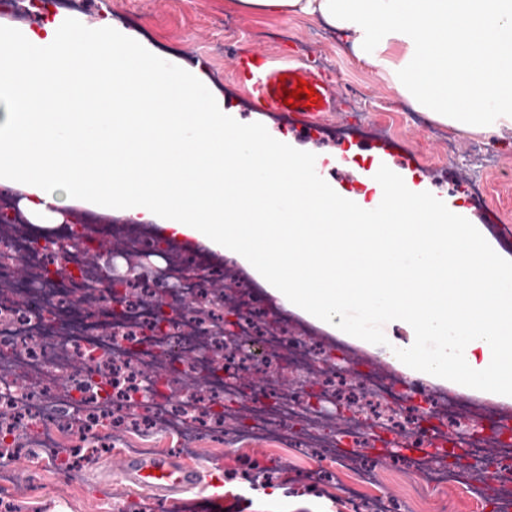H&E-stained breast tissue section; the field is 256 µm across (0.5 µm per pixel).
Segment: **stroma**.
<instances>
[{
  "mask_svg": "<svg viewBox=\"0 0 512 512\" xmlns=\"http://www.w3.org/2000/svg\"><path fill=\"white\" fill-rule=\"evenodd\" d=\"M98 5L121 21L130 14L139 17L151 31V48L178 44L179 54L162 55L167 65L192 56L207 59L212 90L223 95L226 107L241 125L258 123L269 132L287 133L313 155L338 153L349 145L355 149L359 164H366L377 153L365 140L330 136L314 141L274 113L255 111L231 77L228 54L235 48L244 52L266 50L327 70L335 83L339 105L330 124L349 127L377 119L386 121L395 145L389 163L396 166L402 158H411L407 172L414 181L436 187L440 195L466 209L472 223L484 224L485 214L498 212L512 221V144L481 146L476 138L456 133L452 139L457 149L452 152L444 142L428 138L425 128L410 119V111L394 87L358 66L344 51L338 35L316 20L254 15L240 11L233 0H98ZM479 176L486 181L484 194L477 198L463 194V186ZM270 311L304 343L323 342L335 355L351 359L362 369L395 375V367L380 353L347 343L278 306H271ZM98 436L108 443V450L90 455L65 473L32 452L9 462V475L6 481H0V512H223L224 497L215 492L216 482L239 480L246 474L253 476V486L259 490L273 484L282 487L288 497L311 494L325 512H367L364 505L338 496L334 484L306 480V470L319 464L308 449L276 447L260 441L227 448L210 437L201 439L188 456L190 462L198 461L205 467L203 482L171 502L159 503L117 486L108 487L95 470L100 462L118 465L132 433L102 430ZM420 512H491V508L451 484L428 494Z\"/></svg>",
  "mask_w": 512,
  "mask_h": 512,
  "instance_id": "stroma-1",
  "label": "stroma"
}]
</instances>
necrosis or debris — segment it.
Returning a JSON list of instances; mask_svg holds the SVG:
<instances>
[{
  "mask_svg": "<svg viewBox=\"0 0 512 512\" xmlns=\"http://www.w3.org/2000/svg\"><path fill=\"white\" fill-rule=\"evenodd\" d=\"M57 11L72 17L93 12L91 0H0V22L20 23ZM30 238L16 236L9 262H0V379L10 380L0 394V435L9 451L38 449L46 459L59 457L66 435H79L100 424L121 425L140 434L130 450L148 453L149 435L175 436L182 451L195 448L209 434L225 446L259 439L272 444L292 441L336 459V469L314 468V483L335 481L351 500L368 501L371 512H395L392 500L374 491L372 461L351 462L349 449L368 447L369 423L384 427L389 438L408 439L410 450L397 459L395 473L409 474L414 496L454 484L479 497L492 496L502 512H512V419L485 420L488 409L460 408L452 394L442 393L392 414L396 396L391 380L367 372L352 376L327 371L319 384L331 405H355L356 418L335 424L311 402L306 389L264 391L261 400L235 398L227 373L239 380L263 376L268 366L291 356L294 368L306 372L322 363L323 345H304L270 329L268 309L252 297L244 278L231 279L222 267L188 258L160 263V278H133L125 285L119 309L100 308L77 316L80 292L98 288L96 256L109 248L108 235L93 233L79 260L64 253L32 250ZM189 288L191 303L169 311L162 333H155L157 305L164 282ZM233 316L238 343L224 356V322ZM155 344H148V334ZM95 362L112 379L111 389L68 382L85 362ZM157 383L151 412L130 407L145 380ZM498 441L500 466L487 471L485 435ZM466 449L455 467L430 459L432 449Z\"/></svg>",
  "mask_w": 512,
  "mask_h": 512,
  "instance_id": "4bbe7bcc",
  "label": "necrosis or debris"
}]
</instances>
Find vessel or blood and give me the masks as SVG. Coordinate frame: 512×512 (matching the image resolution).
<instances>
[{
    "label": "vessel or blood",
    "instance_id": "1",
    "mask_svg": "<svg viewBox=\"0 0 512 512\" xmlns=\"http://www.w3.org/2000/svg\"><path fill=\"white\" fill-rule=\"evenodd\" d=\"M232 72L256 109L287 117L303 128L319 124L337 109V95L331 81L283 57L264 51L237 53L232 57ZM301 80L315 89V99L311 102L300 99L293 109L284 104V92L295 89ZM119 473L122 486L145 491L161 500L173 499L175 494L194 488L204 478L199 466L174 453L124 457Z\"/></svg>",
    "mask_w": 512,
    "mask_h": 512
}]
</instances>
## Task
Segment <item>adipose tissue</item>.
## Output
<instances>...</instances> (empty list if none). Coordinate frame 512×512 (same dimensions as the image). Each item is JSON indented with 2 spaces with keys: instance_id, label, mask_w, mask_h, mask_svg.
Masks as SVG:
<instances>
[{
  "instance_id": "obj_1",
  "label": "adipose tissue",
  "mask_w": 512,
  "mask_h": 512,
  "mask_svg": "<svg viewBox=\"0 0 512 512\" xmlns=\"http://www.w3.org/2000/svg\"><path fill=\"white\" fill-rule=\"evenodd\" d=\"M338 31L413 111L498 145L512 133V0H236ZM0 187L31 223L69 208L157 225L244 266L275 303L386 346L407 378L512 400V257L465 209L383 161L366 193L288 136L241 126L206 72L173 79L111 13L0 28Z\"/></svg>"
}]
</instances>
